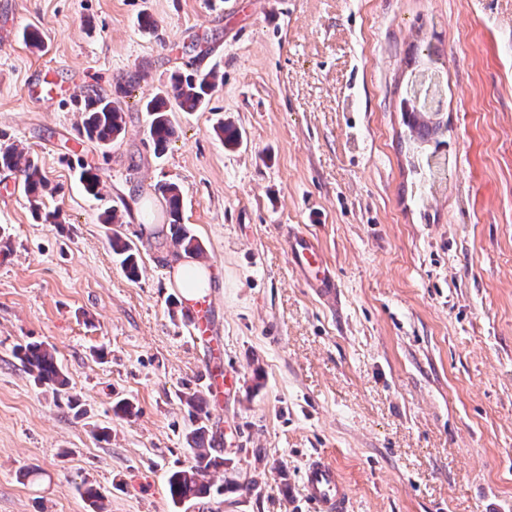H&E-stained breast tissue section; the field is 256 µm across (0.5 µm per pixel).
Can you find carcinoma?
I'll return each mask as SVG.
<instances>
[{
    "instance_id": "obj_1",
    "label": "carcinoma",
    "mask_w": 512,
    "mask_h": 512,
    "mask_svg": "<svg viewBox=\"0 0 512 512\" xmlns=\"http://www.w3.org/2000/svg\"><path fill=\"white\" fill-rule=\"evenodd\" d=\"M215 79L216 75L212 72L197 79H184L176 75L164 95L145 103L144 110L150 116L148 137L156 152L165 150L173 134V125L169 118L170 105L174 104L184 112L200 109L215 87ZM403 111L408 113L411 125L421 139L425 140L435 133L436 128L417 113L415 105L405 100ZM84 112L79 134L91 140L110 145L125 130L123 109L114 100L102 95L90 97L85 103ZM0 168L18 173L27 193L34 197L47 188V180L38 163L15 145L0 146ZM80 182L88 194H100V177L93 169H83ZM158 192L171 216L170 243L175 248V254L202 258L204 248L201 242L188 225L181 223L180 188L174 183H165L158 187ZM112 250L121 257V265L127 275L132 279L137 278L139 262L135 249L115 234L112 237ZM17 358L36 383L53 384L60 388L68 385V379L54 353L43 344L28 343L18 347ZM184 404L191 422L186 440L194 452V457L191 464L175 469L168 475V492L172 501L177 504L208 496L212 487V482L207 480L210 470L224 466V457L221 456V449L218 448L215 438H207L210 411L206 396L201 392L194 393L185 398Z\"/></svg>"
}]
</instances>
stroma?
Returning <instances> with one entry per match:
<instances>
[{
    "label": "stroma",
    "mask_w": 512,
    "mask_h": 512,
    "mask_svg": "<svg viewBox=\"0 0 512 512\" xmlns=\"http://www.w3.org/2000/svg\"><path fill=\"white\" fill-rule=\"evenodd\" d=\"M235 2L0 0V142L37 158L40 207L59 213L44 223L0 170V512H89L90 487L107 512H314L316 455L347 482L346 512H512V0ZM421 69L446 91L425 143L401 110ZM210 71L207 104L172 110L155 154L144 103ZM94 92L126 115L108 148L78 137ZM162 183L218 272L235 379L208 426L226 460L211 481L239 487L179 508L167 477L192 461L181 399L205 388V350L157 260ZM292 230L322 249L335 305L292 266ZM35 341L64 391L15 359ZM112 250L121 257L120 262L127 275L132 279L137 278L139 275V262L135 249L117 234H113Z\"/></svg>",
    "instance_id": "stroma-1"
}]
</instances>
